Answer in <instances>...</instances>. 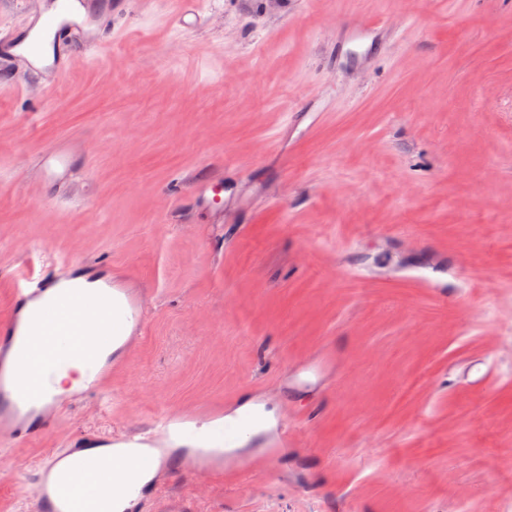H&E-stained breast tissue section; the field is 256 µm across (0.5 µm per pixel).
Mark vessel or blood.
Instances as JSON below:
<instances>
[{
  "label": "vessel or blood",
  "instance_id": "obj_1",
  "mask_svg": "<svg viewBox=\"0 0 512 512\" xmlns=\"http://www.w3.org/2000/svg\"><path fill=\"white\" fill-rule=\"evenodd\" d=\"M107 27L108 19L97 8L95 0H45L44 7L25 31L0 37V67L11 71L21 81L47 72L54 74L56 79H63L67 75L72 43L100 45ZM71 167L69 148L52 146L41 156V169L46 175L63 179L69 175ZM54 285L50 278L36 279L29 273L21 275L13 287L9 322L0 328V440L6 442L39 439L47 428L48 413L59 402L50 388L38 381L33 370V363L42 352H50L56 364H63L67 353L59 348L58 338L78 337L86 322L107 318L108 334L101 341L82 345L89 363L86 389L101 391L105 368L97 358L98 350L101 345L111 344L113 339L123 335L128 324H140L143 318L141 305L133 291L117 288L113 294L123 307L122 317H113L108 308L96 309L94 298L87 296L77 299L67 313L55 314L31 325L23 323L24 308L41 299ZM169 423V418H158L152 429L115 437L114 442L151 448L157 461H164L162 438ZM59 469L70 474V488L59 486L55 477ZM88 479L85 463L75 449L53 453L49 464L34 467L27 475L32 489L33 512H81L78 489Z\"/></svg>",
  "mask_w": 512,
  "mask_h": 512
}]
</instances>
